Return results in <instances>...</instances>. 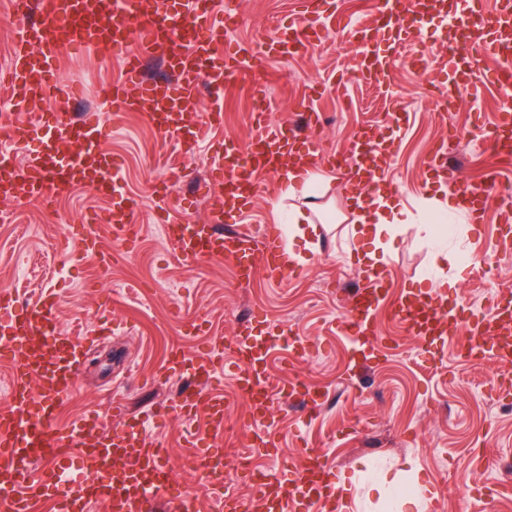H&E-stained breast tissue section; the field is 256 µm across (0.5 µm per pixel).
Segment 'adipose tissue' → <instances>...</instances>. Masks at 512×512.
I'll return each mask as SVG.
<instances>
[{"instance_id": "obj_1", "label": "adipose tissue", "mask_w": 512, "mask_h": 512, "mask_svg": "<svg viewBox=\"0 0 512 512\" xmlns=\"http://www.w3.org/2000/svg\"><path fill=\"white\" fill-rule=\"evenodd\" d=\"M350 205L356 215L352 233L360 242L358 261L368 271H379L400 225L408 223L409 215L396 197H380L373 205L355 193L350 198Z\"/></svg>"}]
</instances>
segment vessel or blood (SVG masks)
I'll return each instance as SVG.
<instances>
[{
  "label": "vessel or blood",
  "instance_id": "b4317fda",
  "mask_svg": "<svg viewBox=\"0 0 512 512\" xmlns=\"http://www.w3.org/2000/svg\"><path fill=\"white\" fill-rule=\"evenodd\" d=\"M445 0H416L404 9L401 0H385V28L394 40L408 33H421L440 11H447L450 25L448 46L460 58L499 56L512 58V0H498L487 11L483 0H468L465 8L445 7ZM12 17L22 28L14 40L8 77L0 82L11 107L28 111L36 99L56 94L61 51L90 48L109 57L125 58L122 79L106 94L126 110L140 113L167 139L181 143L184 151L199 148L194 127L223 120L222 113H200L199 87L203 78L219 79L243 69L252 58L245 46L222 54L224 21L213 11L211 0H190L188 6H174L172 0H10ZM316 0H302L298 16L277 28L270 43L281 55L294 48L292 34L298 29L320 36ZM140 48L128 53L130 38ZM161 60L172 79H152L145 73L148 60ZM389 58L367 50L362 59L364 80L386 84ZM258 133L246 148L226 146L211 158L216 188L209 196V220L204 224L164 222V238L178 258L189 261L229 259L242 281H250L257 266H264L271 278L281 280L292 270L282 261L278 238L268 232L263 238L248 233L224 231V224L253 206L256 179L263 173L278 172L283 166L309 163L316 152L300 153L296 136L280 129L265 132V114L255 116ZM13 147L0 151V198L14 197L18 184L27 187V199L44 206L80 184L106 191L116 188L121 164L103 148L104 129L99 122L70 121L64 113H46L37 121L8 127ZM376 137L362 134L353 153V163L339 161V168L353 167L363 177L360 187L373 197L374 182L364 175V158ZM494 147L512 146V113L501 112L490 137ZM24 147L25 161H18L16 147ZM485 184L464 188V209L480 219L488 199ZM132 204L121 199L112 208L108 224L87 219L81 224L76 242L84 255L109 264L110 254L101 249V236L110 233L115 243L135 239L130 221ZM384 289L359 284L347 299L341 323L346 336L366 344L375 338L374 316ZM55 302L44 297L15 308L11 295L0 294V358L10 367L11 388L0 402V502L8 512H32L34 503L51 502L54 512H91L101 504L105 512H152L161 499L178 501L182 512H193L195 501L175 487L169 468L168 451L147 430L155 412L124 419L112 431L93 432L95 417L86 416L70 427L57 425L61 404L76 385L74 363L77 345L72 336L58 329ZM394 320L410 335L422 341L457 340L460 328H467L470 340L461 345L462 364H495L504 388H512V303L495 299L486 308L450 309L435 304L426 294L399 301ZM272 338L255 335L251 326L239 327L230 343L237 369L236 379L247 396L248 417L253 433L248 448H262L277 455L270 429L263 423L271 401L265 361ZM223 368L222 354L211 351L194 359L171 351L167 370L186 375L189 386L177 396L170 410L182 417L205 414L212 439L224 436L223 395L210 387ZM81 458V473L73 475L74 458ZM43 468H35V461ZM335 475L322 451L307 452L306 463L297 472L264 473L253 480L249 499L223 494V512H312L320 502L335 503Z\"/></svg>",
  "mask_w": 512,
  "mask_h": 512
}]
</instances>
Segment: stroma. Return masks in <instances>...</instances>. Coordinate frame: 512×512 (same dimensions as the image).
<instances>
[{"instance_id":"stroma-1","label":"stroma","mask_w":512,"mask_h":512,"mask_svg":"<svg viewBox=\"0 0 512 512\" xmlns=\"http://www.w3.org/2000/svg\"><path fill=\"white\" fill-rule=\"evenodd\" d=\"M382 2L330 0L318 19L322 43L283 60L263 55L261 46L276 24L296 17L297 0H214L216 15L232 9L240 16L232 44L253 47L255 54L220 88L202 89L201 108L222 111L223 121L202 125L200 149L193 155L163 141L140 113L100 102L98 88L121 76L120 58L62 51L57 95L81 93L77 112L107 125L105 148L123 162L120 191L137 205L133 219L140 232L125 247L105 238L104 249L115 255L105 266L82 255L72 233L82 218L109 220L111 195L79 185L49 208L0 201V291L21 304L53 295L60 328L82 339L76 387L59 409L58 425L86 414L108 432L118 423L113 399H121L131 414L169 403L181 382L166 372L168 351L177 346L192 356L206 353L258 314L265 328L286 334L268 360L275 386L270 428L282 454L255 451L258 468L297 471L308 449L319 448L337 481L348 486L341 495L343 512H386L390 482L410 498L424 499L427 512H512V393L497 390V369L463 367L448 343L419 346L381 312L375 317L380 336L398 339L387 354L353 343L340 329L348 296L363 274L352 258L358 242L348 183L330 160L349 157L366 129L391 148L390 156L375 164L379 188L398 196L412 215L385 257L388 301L441 278L448 281L452 305L480 310L495 295L512 294V225L506 220L512 198L491 194L477 222L462 212L452 215L440 237L426 222L437 203L465 184L491 174L512 181V168L499 167L485 141L512 96L472 83L461 90L452 124L438 119L436 95L455 69L443 50L442 19L392 48V91L363 81L357 56L345 47L355 28L375 26ZM258 87L272 100L270 128L286 125L305 106L317 113L306 136L323 154L315 170L332 183L307 199L310 222L295 240L298 259L291 277L275 280L261 270L243 286L228 261L193 263L173 255L151 185L169 180V166H177L181 176L169 180L168 218L204 223L209 158L227 136L244 145L255 133L252 99ZM442 148L468 158L449 179L429 172L431 158ZM293 206L280 177L260 175L254 207L235 229L255 234L272 225L284 234ZM437 251L448 254V263L433 265ZM484 258L495 265L493 280L481 277ZM291 336L303 340L305 353L291 350ZM292 378L320 393L317 406L288 399ZM213 387L223 393L227 411L219 446L239 447L249 430L235 367L225 369ZM185 431L183 419L171 413L158 419L151 434L168 449L175 479L194 496L196 512H219L216 495L194 472L201 454L190 447Z\"/></svg>"}]
</instances>
